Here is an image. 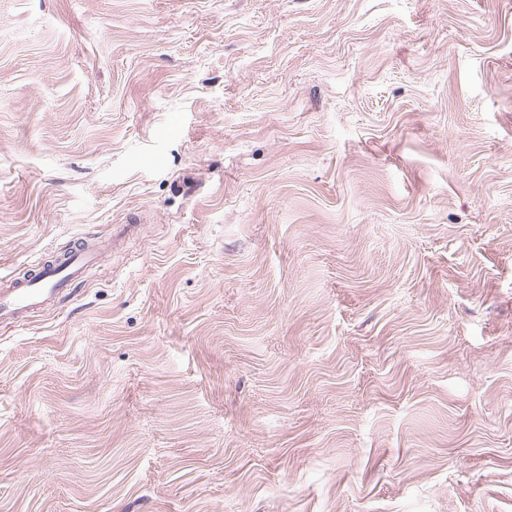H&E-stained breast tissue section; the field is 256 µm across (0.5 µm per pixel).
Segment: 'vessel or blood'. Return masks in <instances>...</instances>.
Instances as JSON below:
<instances>
[{
	"instance_id": "vessel-or-blood-1",
	"label": "vessel or blood",
	"mask_w": 512,
	"mask_h": 512,
	"mask_svg": "<svg viewBox=\"0 0 512 512\" xmlns=\"http://www.w3.org/2000/svg\"><path fill=\"white\" fill-rule=\"evenodd\" d=\"M98 252L84 243L73 245L63 263L41 266L34 277L0 281V329L34 314L49 302L62 301L72 295L83 269L96 262Z\"/></svg>"
}]
</instances>
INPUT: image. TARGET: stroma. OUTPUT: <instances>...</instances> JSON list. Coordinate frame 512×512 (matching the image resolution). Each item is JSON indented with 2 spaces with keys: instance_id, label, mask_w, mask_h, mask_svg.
Listing matches in <instances>:
<instances>
[{
  "instance_id": "35a3bbf8",
  "label": "stroma",
  "mask_w": 512,
  "mask_h": 512,
  "mask_svg": "<svg viewBox=\"0 0 512 512\" xmlns=\"http://www.w3.org/2000/svg\"><path fill=\"white\" fill-rule=\"evenodd\" d=\"M0 512H512V0H0ZM98 252L83 242L73 245L67 259L41 266L33 278L0 282V330L10 328L20 318L34 314L50 301L59 302L72 295L82 270L96 263Z\"/></svg>"
}]
</instances>
